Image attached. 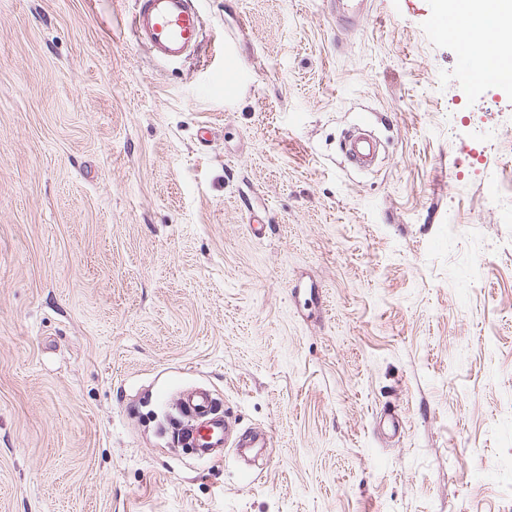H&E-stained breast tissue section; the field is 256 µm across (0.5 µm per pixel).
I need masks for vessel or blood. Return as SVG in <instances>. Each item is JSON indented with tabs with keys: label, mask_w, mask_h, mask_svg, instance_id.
<instances>
[{
	"label": "vessel or blood",
	"mask_w": 512,
	"mask_h": 512,
	"mask_svg": "<svg viewBox=\"0 0 512 512\" xmlns=\"http://www.w3.org/2000/svg\"><path fill=\"white\" fill-rule=\"evenodd\" d=\"M133 26L137 39L158 60L175 62L189 57L203 40L202 20L194 0H136ZM183 422L180 439L199 456L222 453L229 443L240 448H261L258 435L234 436L231 420L205 388L184 391L178 398Z\"/></svg>",
	"instance_id": "vessel-or-blood-1"
}]
</instances>
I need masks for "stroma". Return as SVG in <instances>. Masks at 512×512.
I'll use <instances>...</instances> for the list:
<instances>
[{"label": "stroma", "instance_id": "obj_1", "mask_svg": "<svg viewBox=\"0 0 512 512\" xmlns=\"http://www.w3.org/2000/svg\"><path fill=\"white\" fill-rule=\"evenodd\" d=\"M341 4L197 0L163 62L135 0H0V512L512 506V84ZM197 384L255 463L177 446Z\"/></svg>", "mask_w": 512, "mask_h": 512}]
</instances>
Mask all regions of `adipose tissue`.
<instances>
[{"label":"adipose tissue","mask_w":512,"mask_h":512,"mask_svg":"<svg viewBox=\"0 0 512 512\" xmlns=\"http://www.w3.org/2000/svg\"><path fill=\"white\" fill-rule=\"evenodd\" d=\"M465 8L474 20L471 36L474 55L485 69L493 72L495 83H503L504 74L499 67L504 31L512 26V0H451L445 15Z\"/></svg>","instance_id":"adipose-tissue-1"}]
</instances>
